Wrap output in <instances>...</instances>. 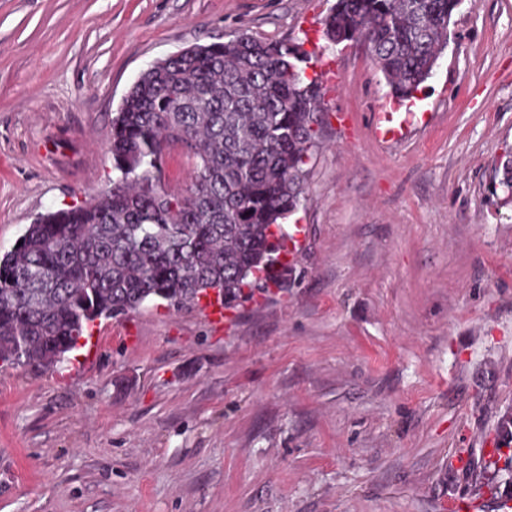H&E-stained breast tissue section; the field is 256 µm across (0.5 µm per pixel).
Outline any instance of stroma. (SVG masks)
<instances>
[{
	"label": "stroma",
	"mask_w": 512,
	"mask_h": 512,
	"mask_svg": "<svg viewBox=\"0 0 512 512\" xmlns=\"http://www.w3.org/2000/svg\"><path fill=\"white\" fill-rule=\"evenodd\" d=\"M336 0H0V253L113 177L143 71L246 32L322 90L288 280L212 326L152 300L0 364V512H442L512 499V0H463L397 103ZM400 127L382 136L380 128Z\"/></svg>",
	"instance_id": "35a3bbf8"
}]
</instances>
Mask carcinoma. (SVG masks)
I'll return each mask as SVG.
<instances>
[{
	"label": "carcinoma",
	"mask_w": 512,
	"mask_h": 512,
	"mask_svg": "<svg viewBox=\"0 0 512 512\" xmlns=\"http://www.w3.org/2000/svg\"><path fill=\"white\" fill-rule=\"evenodd\" d=\"M457 0H336L329 42L368 41L392 95L413 96L447 47ZM296 43L242 33L153 63L112 118V187L28 225L0 254V362L49 366L85 327L160 298L230 307L285 281L281 220L304 193L319 84ZM191 162L180 192L167 155Z\"/></svg>",
	"instance_id": "1"
}]
</instances>
